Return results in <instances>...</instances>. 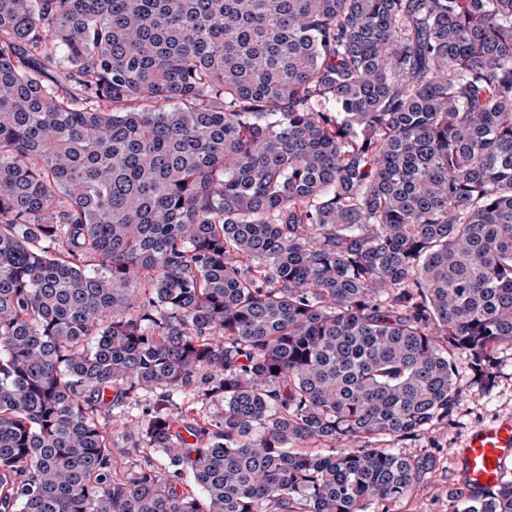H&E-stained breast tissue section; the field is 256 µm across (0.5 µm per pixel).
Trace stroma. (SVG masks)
<instances>
[{
	"label": "stroma",
	"instance_id": "stroma-1",
	"mask_svg": "<svg viewBox=\"0 0 512 512\" xmlns=\"http://www.w3.org/2000/svg\"><path fill=\"white\" fill-rule=\"evenodd\" d=\"M456 387L460 401L448 421L404 441L388 437L381 442L382 447L404 449L431 460L424 482L394 512H453L460 498L456 485L464 438L494 419L512 418V342L497 347L487 382H480L466 361H459Z\"/></svg>",
	"mask_w": 512,
	"mask_h": 512
}]
</instances>
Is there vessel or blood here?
<instances>
[{"label":"vessel or blood","mask_w":512,"mask_h":512,"mask_svg":"<svg viewBox=\"0 0 512 512\" xmlns=\"http://www.w3.org/2000/svg\"><path fill=\"white\" fill-rule=\"evenodd\" d=\"M460 490L466 495L500 484L503 468L512 459V419L499 418L469 434L462 443Z\"/></svg>","instance_id":"1"}]
</instances>
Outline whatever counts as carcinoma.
Returning <instances> with one entry per match:
<instances>
[{
  "label": "carcinoma",
  "mask_w": 512,
  "mask_h": 512,
  "mask_svg": "<svg viewBox=\"0 0 512 512\" xmlns=\"http://www.w3.org/2000/svg\"><path fill=\"white\" fill-rule=\"evenodd\" d=\"M504 341L512 0H0V512H391ZM127 437V438H126ZM128 446L133 447L138 445L140 448H136L132 451L131 456L128 459H125L121 456L119 462L116 466V471L118 474H122L124 471H127L133 463L143 462L145 458H149L157 464H163V460L157 456V454L153 453V451L149 450V448H142V445H139L137 437L134 435H127L124 437Z\"/></svg>",
  "instance_id": "1"
}]
</instances>
